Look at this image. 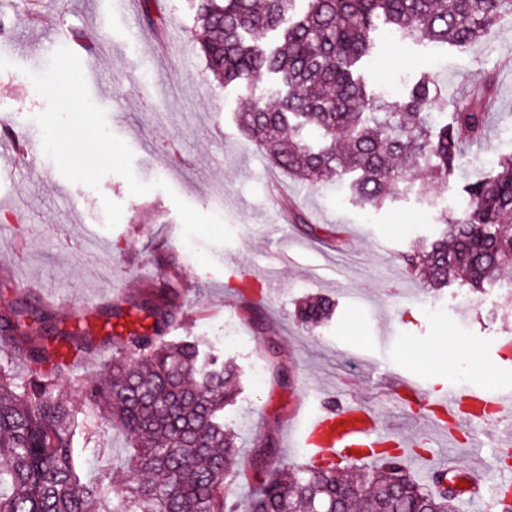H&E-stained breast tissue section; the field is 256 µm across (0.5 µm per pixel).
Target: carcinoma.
Wrapping results in <instances>:
<instances>
[{"mask_svg":"<svg viewBox=\"0 0 512 512\" xmlns=\"http://www.w3.org/2000/svg\"><path fill=\"white\" fill-rule=\"evenodd\" d=\"M194 2L218 84L261 76L278 84L270 99L240 102L239 132L310 188L350 175L357 202L376 209L421 168L447 186L468 146L485 135V93L453 100L449 120L439 123L430 108L441 92L429 75L391 101L366 86L361 68L382 26L403 44L466 48L512 19V0ZM402 260L436 289L450 281L472 293L495 285L512 263V151L465 184L461 207L441 213L437 236L416 241ZM179 297L164 284L112 304V317L134 310L150 324L112 325L111 364L81 384L77 399L56 383L94 352V338L50 334L46 308L19 303L0 313V512H456L462 475L441 472L424 486L387 453L350 477L334 462L312 460L295 473L270 474L247 503L230 500L229 475L250 467L224 423L241 374L203 338L166 339L181 322ZM333 307L308 296L297 318L313 327ZM12 349L24 353L23 377L9 362ZM86 410L132 440L120 464L129 481L118 491L107 471L95 482L82 476L74 444L96 438L79 424Z\"/></svg>","mask_w":512,"mask_h":512,"instance_id":"obj_1","label":"carcinoma"}]
</instances>
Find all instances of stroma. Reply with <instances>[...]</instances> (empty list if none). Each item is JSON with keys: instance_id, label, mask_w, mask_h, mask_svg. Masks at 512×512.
<instances>
[{"instance_id": "1", "label": "stroma", "mask_w": 512, "mask_h": 512, "mask_svg": "<svg viewBox=\"0 0 512 512\" xmlns=\"http://www.w3.org/2000/svg\"><path fill=\"white\" fill-rule=\"evenodd\" d=\"M155 10L163 27L149 23L143 0H0L7 28L0 37V137L37 129L48 102L31 76L45 70L53 50L72 48L93 102L132 150L137 177L170 186L134 196L121 175L109 173L94 189L65 179L41 150L0 175V311L43 303L56 331L80 330L100 342L60 381V392L76 397L84 379L109 367L103 309L158 282L181 291L175 337H207L240 367L242 391L224 420L248 461H262L270 447L279 462L303 465L289 428L299 408L357 400L383 426L412 438L429 426L418 406L403 403L404 383L426 398L448 386L512 388V358L497 355L502 336H512V308L504 307L501 290L470 295L456 282L435 290L400 260L415 240L433 237L442 210L457 208L462 178L481 177L512 150V20L466 49L404 45L376 33L379 55L363 69L369 86L396 99L403 82L425 71L445 100L486 85L491 105L484 139L470 148L461 178L437 189V209L423 210L400 189L373 210L356 205L342 184L312 189L274 168L235 125L240 98L266 91L269 79L219 86L198 54L191 0H159ZM75 31L88 34L92 48H74ZM218 187L219 210L212 205ZM177 197L218 212L230 227L231 242L203 246L213 267H203L183 242ZM284 199L295 201L309 223L340 225L342 240L312 237L286 220ZM245 271L261 291L251 306L235 290ZM315 294L336 307L310 330L294 310ZM444 344L459 353L438 360ZM456 436L451 447L433 435L427 448L440 460L477 452L483 466L474 477L488 492L512 479L468 418H460ZM103 442L107 455L80 447L79 462L87 477L108 469L113 486H121L125 475L112 462L126 455L128 440L109 429Z\"/></svg>"}]
</instances>
